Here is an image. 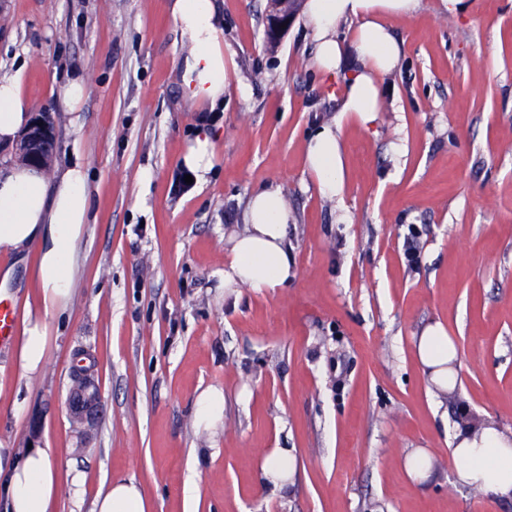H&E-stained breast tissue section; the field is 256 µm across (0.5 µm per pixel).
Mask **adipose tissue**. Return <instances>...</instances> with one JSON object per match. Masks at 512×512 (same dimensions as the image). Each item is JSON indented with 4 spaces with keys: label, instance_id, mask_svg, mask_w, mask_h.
<instances>
[{
    "label": "adipose tissue",
    "instance_id": "1",
    "mask_svg": "<svg viewBox=\"0 0 512 512\" xmlns=\"http://www.w3.org/2000/svg\"><path fill=\"white\" fill-rule=\"evenodd\" d=\"M419 0H306L304 13L313 26L316 49L313 66L324 76L339 72L348 52L360 66L342 91L343 118L361 126L372 124L382 106L380 75L396 69L403 54L388 21L413 15ZM176 27L191 49L182 60L181 83L187 105L216 110L224 104V89L235 69L233 54L224 50V16L216 0H170ZM353 22L350 42L340 41L336 25ZM32 120L31 106L19 82L0 77V144H14ZM216 158L215 142L199 129L182 157L196 184L209 180ZM306 166L321 195L341 198L345 189V159L341 130L333 124L317 129L306 146ZM90 190L82 165L47 177L44 169L22 163L0 164V250L38 256L35 278L39 305L50 313L63 309L73 293L75 249L89 221ZM290 213L280 187L257 190L248 202L242 232L232 233L224 252V285L257 292L284 287L294 277L288 251ZM47 326L28 318L16 347L24 375L42 371L47 360ZM418 360L442 393L454 390L458 351L441 323L426 326L414 339ZM459 483L479 492L492 491L512 500V431L494 422L457 430L451 441ZM293 457L286 448L273 449L263 460L258 479L272 492L293 484ZM56 451L34 446L22 456L0 448V493L9 512H54L59 495ZM140 484L118 477L101 488L93 512H151Z\"/></svg>",
    "mask_w": 512,
    "mask_h": 512
}]
</instances>
